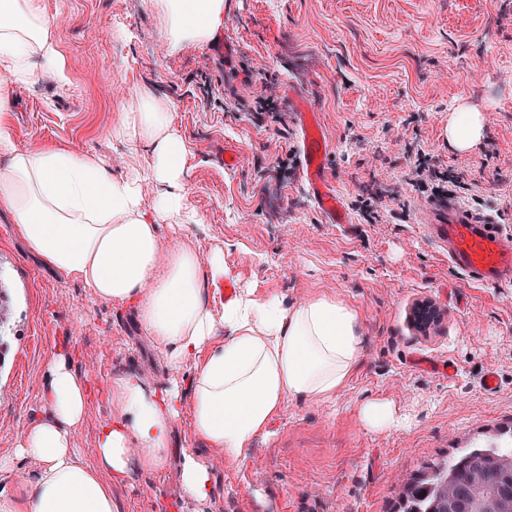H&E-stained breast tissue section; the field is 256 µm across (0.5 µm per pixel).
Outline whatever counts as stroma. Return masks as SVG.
<instances>
[{
    "instance_id": "35a3bbf8",
    "label": "stroma",
    "mask_w": 512,
    "mask_h": 512,
    "mask_svg": "<svg viewBox=\"0 0 512 512\" xmlns=\"http://www.w3.org/2000/svg\"><path fill=\"white\" fill-rule=\"evenodd\" d=\"M57 19L64 81L14 89L9 132L24 149L84 147L120 175L146 170V144L113 137L141 89L171 108L187 146L189 203L200 221L181 238L224 278L296 304L319 295L358 309L362 355L331 402L290 400L245 463L202 454L214 473L208 501L185 497L180 458L113 482L116 512H392L403 478L422 463L512 428V288L466 280L425 229L435 200L404 182L418 153L463 177L457 201L512 227V0H224V24L170 50L150 0H42ZM239 45L243 70L225 84L212 48ZM296 88L318 107L331 145L327 177L344 204L377 197L384 218L351 212L328 224L302 182L288 109ZM469 109L489 121L466 151L448 123ZM237 163L224 165L225 154ZM0 281L9 311L0 326V458L45 414L47 368L63 344L98 388L74 436L87 463L109 416L102 389L128 376L188 392L191 365L168 367L134 306L96 298L31 252L0 211ZM432 301L439 323L418 330L413 306ZM110 337L103 345L102 337ZM454 364V374L443 367ZM495 371L496 390L483 377ZM393 402L397 427L361 421L371 399Z\"/></svg>"
}]
</instances>
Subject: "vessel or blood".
Returning <instances> with one entry per match:
<instances>
[{"label": "vessel or blood", "mask_w": 512, "mask_h": 512, "mask_svg": "<svg viewBox=\"0 0 512 512\" xmlns=\"http://www.w3.org/2000/svg\"><path fill=\"white\" fill-rule=\"evenodd\" d=\"M288 103L300 131L301 170L310 194L326 223H349V213L325 174L330 151L316 105L297 91ZM428 234L448 250L458 274L498 287H512V231L488 218H478L455 205L430 210Z\"/></svg>", "instance_id": "vessel-or-blood-1"}]
</instances>
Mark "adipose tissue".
Here are the masks:
<instances>
[{
    "label": "adipose tissue",
    "instance_id": "1",
    "mask_svg": "<svg viewBox=\"0 0 512 512\" xmlns=\"http://www.w3.org/2000/svg\"><path fill=\"white\" fill-rule=\"evenodd\" d=\"M171 45L208 38L224 23V0H163ZM56 23L39 0H0V208L7 210L32 252L80 280L100 299L130 304L170 367L193 364L189 396L178 386L157 391L130 377L106 388L110 418L97 436L96 462L74 446L90 388L60 348L49 366L47 413L22 431L17 455L41 465L33 483L0 500V512H114L112 479L130 464L163 468L173 426L189 410L201 445L243 463L258 438L291 399L330 402L355 372L359 313L327 295L288 307L274 295L243 290L213 306L210 289L224 280V256L200 261L174 242L159 257L161 226L193 224L188 203L186 146L171 129L165 102L140 91L124 112L117 136L151 147L150 175L160 191L153 211L142 205L139 181L114 175L79 147H17L9 131L13 89L62 78ZM480 112H459L448 141L470 149L486 133ZM223 341H216V334ZM181 478L189 498L211 496L214 477L197 450L182 451Z\"/></svg>",
    "mask_w": 512,
    "mask_h": 512
}]
</instances>
